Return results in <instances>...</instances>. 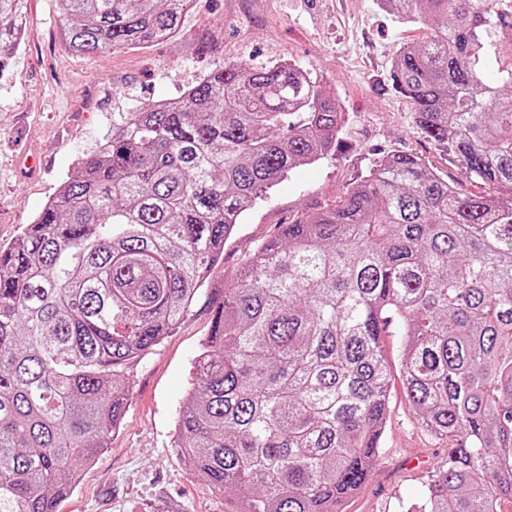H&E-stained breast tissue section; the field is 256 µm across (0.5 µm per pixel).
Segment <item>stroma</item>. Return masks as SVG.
Returning <instances> with one entry per match:
<instances>
[{
    "instance_id": "obj_1",
    "label": "stroma",
    "mask_w": 512,
    "mask_h": 512,
    "mask_svg": "<svg viewBox=\"0 0 512 512\" xmlns=\"http://www.w3.org/2000/svg\"><path fill=\"white\" fill-rule=\"evenodd\" d=\"M26 18L0 80V247L20 236L113 123L143 102L179 97L226 63L297 65L340 103L345 129L335 153L293 170L243 216L174 334L129 367L122 423L60 505V512H231V498L194 475L171 435L191 363L242 262L279 225L336 204L387 152L418 155L461 193L485 190L423 137L409 101L392 87L397 49L426 31L397 23L378 0H194L173 36L87 57L63 40L53 0H27ZM401 341L399 325H391L383 338L391 382L379 457L345 512H403L448 457L447 440L423 427L405 394Z\"/></svg>"
}]
</instances>
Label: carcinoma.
I'll return each instance as SVG.
<instances>
[{
	"mask_svg": "<svg viewBox=\"0 0 512 512\" xmlns=\"http://www.w3.org/2000/svg\"><path fill=\"white\" fill-rule=\"evenodd\" d=\"M77 55L169 37L192 0H55ZM427 27L393 89L434 146L493 188L462 195L421 158L381 157L336 205L247 258L195 360L173 447L232 512H342L368 479L397 322L406 395L448 459L405 512H512L509 0H380ZM26 0H0V76ZM336 97L291 64L237 60L112 124L0 248V512H58L127 405L129 365L201 292L247 211L335 151ZM511 46L503 44L495 51L492 50L491 56L487 62L486 83L493 84L497 78L498 69H506L511 61Z\"/></svg>",
	"mask_w": 512,
	"mask_h": 512,
	"instance_id": "obj_1",
	"label": "carcinoma"
}]
</instances>
